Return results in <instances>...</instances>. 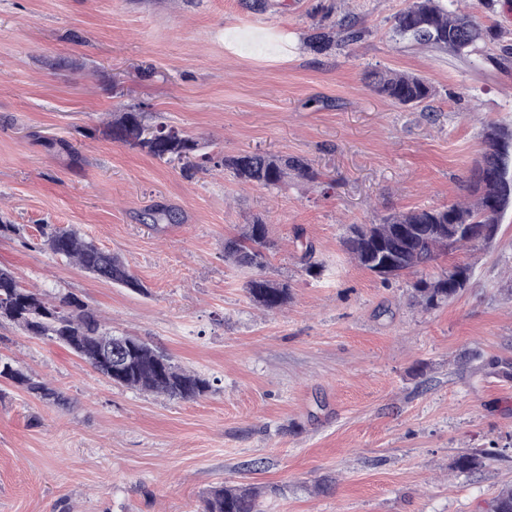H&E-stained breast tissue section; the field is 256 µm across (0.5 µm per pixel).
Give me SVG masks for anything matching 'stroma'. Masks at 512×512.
<instances>
[{
    "instance_id": "stroma-1",
    "label": "stroma",
    "mask_w": 512,
    "mask_h": 512,
    "mask_svg": "<svg viewBox=\"0 0 512 512\" xmlns=\"http://www.w3.org/2000/svg\"><path fill=\"white\" fill-rule=\"evenodd\" d=\"M0 0V267L56 300L77 297L113 334L164 348L212 390L191 400L114 386L71 351L0 325V356L64 397L0 382V512H200L223 484L278 487L263 512H490L512 486V215L492 243L440 258L472 278L424 312L411 277L355 265L351 224L465 196L487 122L512 127V0H466L493 31L464 62L392 40L406 0ZM364 37L319 52L325 19ZM413 73L417 108L379 96L373 71ZM143 106L227 156L307 160L321 184L240 188L112 141L116 105ZM162 206L175 223L152 229ZM263 218L290 282L254 306L224 240ZM77 229L145 285L94 278L42 244ZM319 276L298 262L296 228ZM482 449L471 474L454 460Z\"/></svg>"
}]
</instances>
